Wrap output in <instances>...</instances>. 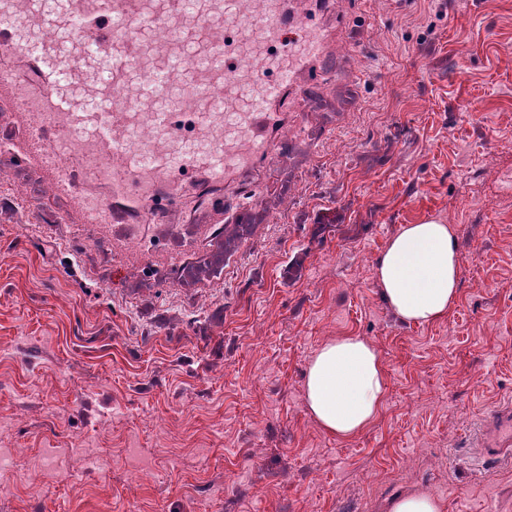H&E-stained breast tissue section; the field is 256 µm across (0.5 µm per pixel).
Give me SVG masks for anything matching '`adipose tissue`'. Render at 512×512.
<instances>
[{"label": "adipose tissue", "mask_w": 512, "mask_h": 512, "mask_svg": "<svg viewBox=\"0 0 512 512\" xmlns=\"http://www.w3.org/2000/svg\"><path fill=\"white\" fill-rule=\"evenodd\" d=\"M374 278L382 300L402 323L443 320L459 297L460 257L453 228L434 220L402 225L379 257ZM387 391L380 353L358 335L325 341L304 375L311 418L340 440L363 433L376 421Z\"/></svg>", "instance_id": "obj_1"}]
</instances>
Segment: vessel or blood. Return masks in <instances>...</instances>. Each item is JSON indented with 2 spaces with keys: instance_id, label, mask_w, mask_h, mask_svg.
Masks as SVG:
<instances>
[{
  "instance_id": "obj_1",
  "label": "vessel or blood",
  "mask_w": 512,
  "mask_h": 512,
  "mask_svg": "<svg viewBox=\"0 0 512 512\" xmlns=\"http://www.w3.org/2000/svg\"><path fill=\"white\" fill-rule=\"evenodd\" d=\"M234 15L239 35L251 36L262 62L249 67L239 44L213 41L209 18ZM29 26L67 27L86 39L107 63L111 78L88 85L91 59L80 53L61 58L48 43L29 53L20 39ZM206 41L207 66L190 67L183 47L187 30ZM0 53L35 55L37 72L27 80L0 77V88L21 105L23 116L38 135L29 154L51 175L56 195L70 194L75 169L91 170L103 188L86 220L105 224L117 216L130 218L133 233L143 219H160L180 207L189 192L206 193L215 216L224 214V196L217 184L242 182L256 165L269 157L284 116L272 103L295 89L298 73L324 61L329 51L325 35L313 22L306 0L287 10L283 0H264L254 13L249 0H206L194 20L183 15L182 0H62L58 13L47 14L40 0H0ZM143 77L136 88V111H125L120 92L133 69ZM89 86L101 119L85 145L59 161L57 144L85 121L68 96L69 89ZM224 89V107L233 113V138H225L224 121L212 110L211 94ZM130 122L147 118L161 125L162 140L150 143L151 163L116 129L117 111ZM55 139H48L47 131ZM206 138L207 148L182 151L190 138ZM481 446L492 459L512 456V406L495 410L485 421Z\"/></svg>"
}]
</instances>
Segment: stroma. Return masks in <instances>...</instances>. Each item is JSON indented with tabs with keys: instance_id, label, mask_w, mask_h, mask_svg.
I'll list each match as a JSON object with an SVG mask.
<instances>
[{
	"instance_id": "obj_1",
	"label": "stroma",
	"mask_w": 512,
	"mask_h": 512,
	"mask_svg": "<svg viewBox=\"0 0 512 512\" xmlns=\"http://www.w3.org/2000/svg\"><path fill=\"white\" fill-rule=\"evenodd\" d=\"M319 20L349 50L303 74L247 205L228 189L244 245L202 235L190 199L147 255L83 225L85 173L53 200L37 162L0 179V210L63 214L0 219V441L25 451L0 470V512H387L421 490L446 512H512V461L484 468L478 447L512 403V0H331ZM426 219L454 223L460 294L408 325L373 268ZM343 334L370 339L388 379L348 441L303 393Z\"/></svg>"
}]
</instances>
